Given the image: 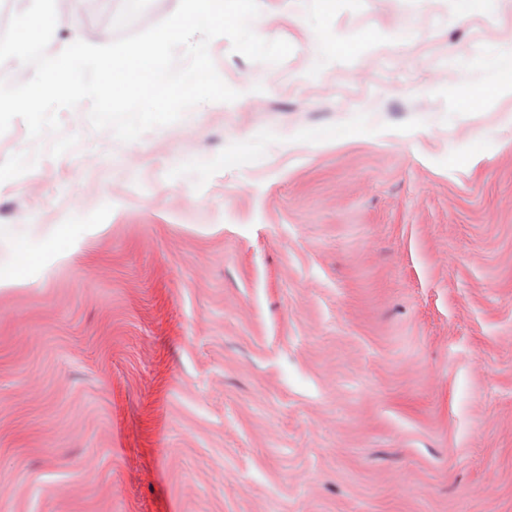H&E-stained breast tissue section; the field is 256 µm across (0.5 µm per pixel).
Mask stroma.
<instances>
[{"instance_id":"35a3bbf8","label":"stroma","mask_w":512,"mask_h":512,"mask_svg":"<svg viewBox=\"0 0 512 512\" xmlns=\"http://www.w3.org/2000/svg\"><path fill=\"white\" fill-rule=\"evenodd\" d=\"M259 5L234 102L0 134V262L81 231L0 286V512H512V0Z\"/></svg>"}]
</instances>
